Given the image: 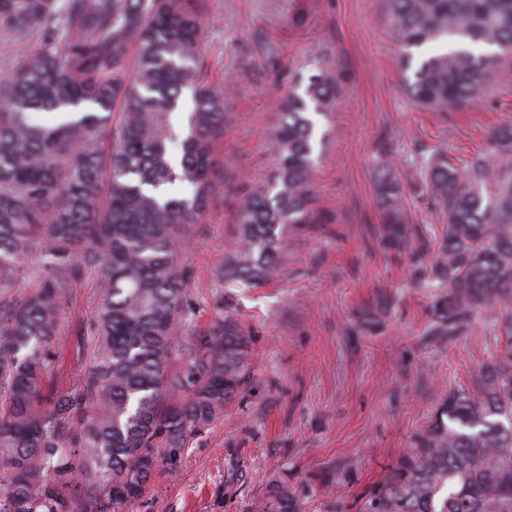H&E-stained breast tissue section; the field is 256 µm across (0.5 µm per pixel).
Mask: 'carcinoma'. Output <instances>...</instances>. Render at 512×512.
<instances>
[{"mask_svg":"<svg viewBox=\"0 0 512 512\" xmlns=\"http://www.w3.org/2000/svg\"><path fill=\"white\" fill-rule=\"evenodd\" d=\"M411 99L454 112L512 79V0H385ZM205 0H0L17 64L0 73V512H119L147 489L156 443L181 447L240 389L249 353L231 321L172 372L188 270L185 229L219 179L227 88L198 52ZM424 47L434 51L421 58ZM340 93L314 68L288 94L271 136L276 173L251 189L224 284L256 288L280 272L291 227L317 223L319 121ZM189 97L183 123L173 115ZM37 112L61 116L55 124ZM442 223H406L392 165L376 192L381 238L417 257L433 336L486 311L495 349L469 390H450L427 425L359 497V512H512V122L458 165L418 161ZM95 274L93 366L55 388L46 345L71 285ZM35 281L24 293L20 283ZM275 512H301L286 489Z\"/></svg>","mask_w":512,"mask_h":512,"instance_id":"obj_1","label":"carcinoma"}]
</instances>
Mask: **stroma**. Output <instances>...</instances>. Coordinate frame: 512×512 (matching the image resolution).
I'll return each mask as SVG.
<instances>
[{
    "instance_id": "obj_1",
    "label": "stroma",
    "mask_w": 512,
    "mask_h": 512,
    "mask_svg": "<svg viewBox=\"0 0 512 512\" xmlns=\"http://www.w3.org/2000/svg\"><path fill=\"white\" fill-rule=\"evenodd\" d=\"M201 53L213 80L231 83L220 177L199 223L187 230L179 353L201 354L230 318L248 340L249 364L223 412L162 453L149 489L121 512H256L282 487L303 512H354L353 500L426 425L448 390L469 386L490 357L486 321L454 336L428 332L429 256L384 247L373 178L380 156L414 187V224L440 218L417 183L420 157L466 158L512 120V83L461 112H426L409 99L383 0H206ZM328 57L343 86L327 124L315 182L319 221L289 234L281 274L259 288H228L219 265L236 239L245 196L266 181L268 148L284 97ZM95 278L69 290L47 348L59 387L90 368Z\"/></svg>"
}]
</instances>
